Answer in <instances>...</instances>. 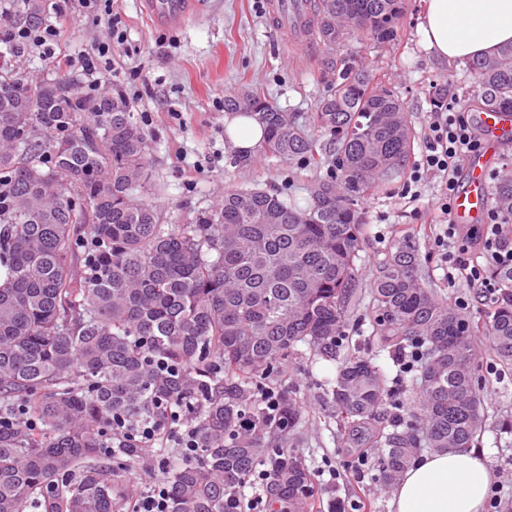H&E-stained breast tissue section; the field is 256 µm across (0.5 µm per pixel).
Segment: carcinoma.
Instances as JSON below:
<instances>
[{"label": "carcinoma", "mask_w": 512, "mask_h": 512, "mask_svg": "<svg viewBox=\"0 0 512 512\" xmlns=\"http://www.w3.org/2000/svg\"><path fill=\"white\" fill-rule=\"evenodd\" d=\"M9 25L34 29L45 0H11ZM405 0H315L308 36L319 47L327 90L313 136L292 112L245 92L224 110L253 116L258 151L315 173L305 205L278 193L230 187L190 224H163L143 199L152 184L150 145L130 101L106 84L91 93L56 73L32 79L0 58V512H127L153 449L140 425L168 430V409L195 427L199 453L169 448L161 473L171 512H237L241 489L267 471L262 512H314L313 472L290 439L300 405L263 393L305 344L336 359L358 288L364 224L358 201L393 183L414 151L403 100L365 70L355 41L390 43ZM481 108L512 110V45L468 63ZM66 83L70 91L59 93ZM494 202L512 221V170ZM95 239L74 268V236ZM405 240L379 259L371 299L376 351L342 359L325 403L341 436L370 448L376 479L394 487L425 449L463 451L484 425L477 386V326L438 296ZM486 347L512 366V299L486 326ZM420 353L413 411L397 412L377 357ZM251 425H244V420ZM123 423L132 437L110 448Z\"/></svg>", "instance_id": "obj_1"}]
</instances>
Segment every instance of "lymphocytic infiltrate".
<instances>
[{"label":"lymphocytic infiltrate","mask_w":512,"mask_h":512,"mask_svg":"<svg viewBox=\"0 0 512 512\" xmlns=\"http://www.w3.org/2000/svg\"><path fill=\"white\" fill-rule=\"evenodd\" d=\"M481 146L476 130L454 107L442 106L432 112L426 126L423 147L415 160L409 179L419 182L422 177H434L437 182L435 210L443 226L436 241L443 257L454 270L466 271L469 281L483 288L486 297L499 302L502 285L499 271L512 269V225L503 223L498 211H490L488 222L481 228L462 231L451 221L452 206L459 188L461 164ZM468 236L477 244L481 262H473L467 249L453 250V239Z\"/></svg>","instance_id":"f902f5d3"}]
</instances>
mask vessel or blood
Masks as SVG:
<instances>
[{
  "instance_id": "1",
  "label": "vessel or blood",
  "mask_w": 512,
  "mask_h": 512,
  "mask_svg": "<svg viewBox=\"0 0 512 512\" xmlns=\"http://www.w3.org/2000/svg\"><path fill=\"white\" fill-rule=\"evenodd\" d=\"M191 5L192 0H142L144 13L162 26L180 24ZM263 10L270 23L282 32L287 48L302 47L298 32L308 18L305 0H264ZM479 123L484 142L468 161L467 177L452 209L454 222L469 226L483 223L490 207L488 175L498 161L501 136L512 126V113L489 109L480 113Z\"/></svg>"
}]
</instances>
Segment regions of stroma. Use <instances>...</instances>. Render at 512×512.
<instances>
[{
  "instance_id": "stroma-1",
  "label": "stroma",
  "mask_w": 512,
  "mask_h": 512,
  "mask_svg": "<svg viewBox=\"0 0 512 512\" xmlns=\"http://www.w3.org/2000/svg\"><path fill=\"white\" fill-rule=\"evenodd\" d=\"M405 4L396 40L382 46L357 45L360 63L402 98L416 134H423L441 87L446 101L457 102L465 118H477L479 108L463 64L438 61L420 44L424 0H405ZM112 10L121 19L124 40L115 45L104 80L122 90L142 120L154 174L147 198L157 206L162 223L183 222L212 207L228 185L308 198L310 171L264 156L246 167L232 164L225 147L224 99L248 89L295 113L300 123H308L327 86L315 45L284 49L261 0H194L177 28L153 25L139 0H112ZM46 14L65 17L55 49L69 58L67 74L83 76V58L110 38L107 22H93L73 0H46ZM174 110L180 112V119L171 118ZM435 191L434 179L426 177L411 185L402 177L359 201L365 219L357 261L359 285L341 355L365 353L359 331L368 328L375 315L370 297L375 264L405 237L413 241L420 272L431 287L440 296L466 299L467 314L474 322L488 321L492 304L464 276L447 274L442 267V251L435 244L438 227L431 222ZM478 351L486 422L477 447L485 453L494 484L507 497L512 495V434L504 424L512 420V369L503 367L486 346ZM334 373L333 362L315 356L304 345L287 366L282 382L302 404L301 431L294 445L315 475L321 501L336 498L354 504L357 512H391L390 490L377 483L372 465L361 464L357 453L343 444L322 399L321 385Z\"/></svg>"
}]
</instances>
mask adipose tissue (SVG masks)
I'll use <instances>...</instances> for the list:
<instances>
[{
    "instance_id": "ef3b65f1",
    "label": "adipose tissue",
    "mask_w": 512,
    "mask_h": 512,
    "mask_svg": "<svg viewBox=\"0 0 512 512\" xmlns=\"http://www.w3.org/2000/svg\"><path fill=\"white\" fill-rule=\"evenodd\" d=\"M422 43L441 61L487 56L512 45V0H425ZM493 480L476 450L420 457L394 487L392 512H484Z\"/></svg>"
}]
</instances>
